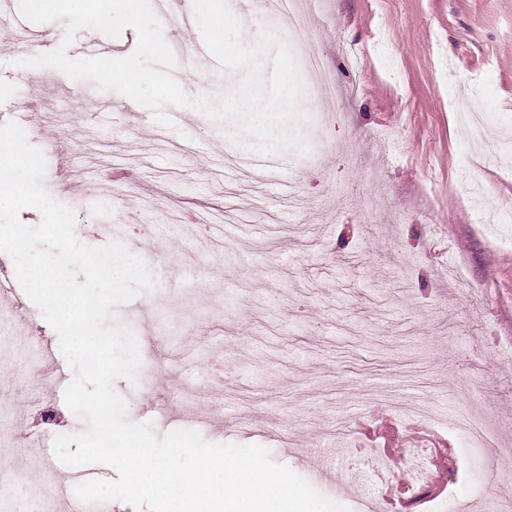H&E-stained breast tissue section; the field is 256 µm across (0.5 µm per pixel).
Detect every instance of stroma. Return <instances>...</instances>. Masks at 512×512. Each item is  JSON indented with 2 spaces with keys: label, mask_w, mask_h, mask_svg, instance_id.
Returning <instances> with one entry per match:
<instances>
[{
  "label": "stroma",
  "mask_w": 512,
  "mask_h": 512,
  "mask_svg": "<svg viewBox=\"0 0 512 512\" xmlns=\"http://www.w3.org/2000/svg\"><path fill=\"white\" fill-rule=\"evenodd\" d=\"M227 5L244 45L252 29L286 42L250 0ZM307 6L341 95L317 98L302 77L292 130L304 147L270 152L261 173L237 123L115 117L103 106L120 94L18 67L24 53L2 33L0 124L17 122L42 151L41 185L75 211L79 240L121 244L151 273L107 320L139 348L135 378L113 383L126 420L264 447L349 512H456L486 488L512 504V0ZM172 73L213 101L247 76ZM114 167L134 181L105 184ZM0 326V485L16 512L35 482L75 499L53 441L87 422L64 402L74 373L58 336L18 285ZM46 361L60 380H42ZM385 391L399 411L370 400ZM470 419L490 429L496 469L448 427ZM340 423L353 440L338 447ZM30 434L40 447H26ZM411 443L447 455L452 486L413 502L347 481L365 449Z\"/></svg>",
  "instance_id": "1"
}]
</instances>
